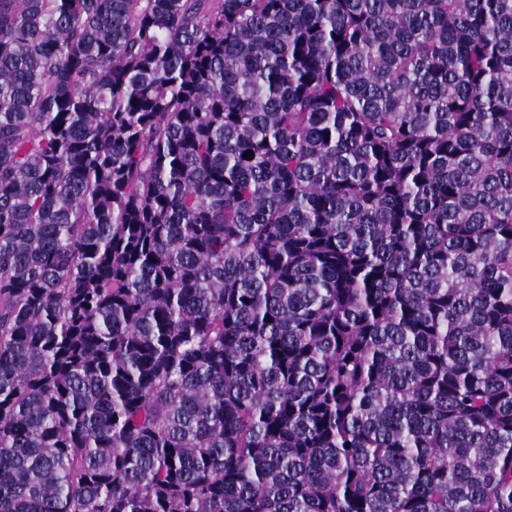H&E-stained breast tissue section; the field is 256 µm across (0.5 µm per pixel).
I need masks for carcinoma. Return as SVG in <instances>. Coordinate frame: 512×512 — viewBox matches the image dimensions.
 Segmentation results:
<instances>
[{"label":"carcinoma","instance_id":"carcinoma-1","mask_svg":"<svg viewBox=\"0 0 512 512\" xmlns=\"http://www.w3.org/2000/svg\"><path fill=\"white\" fill-rule=\"evenodd\" d=\"M0 512H512V0H0Z\"/></svg>","mask_w":512,"mask_h":512}]
</instances>
